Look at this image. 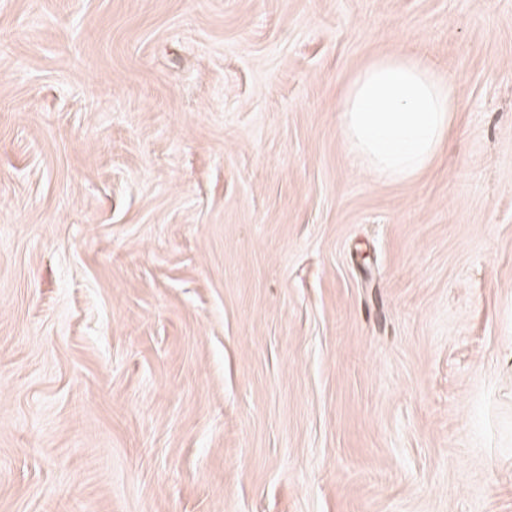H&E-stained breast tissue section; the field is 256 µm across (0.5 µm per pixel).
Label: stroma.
I'll return each mask as SVG.
<instances>
[{"instance_id":"1","label":"stroma","mask_w":512,"mask_h":512,"mask_svg":"<svg viewBox=\"0 0 512 512\" xmlns=\"http://www.w3.org/2000/svg\"><path fill=\"white\" fill-rule=\"evenodd\" d=\"M0 512H512V0H0Z\"/></svg>"}]
</instances>
